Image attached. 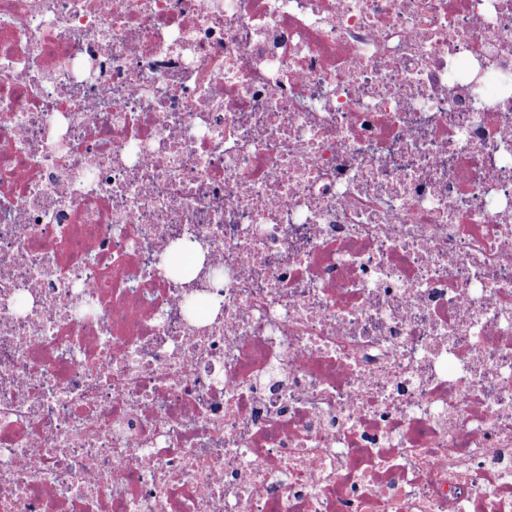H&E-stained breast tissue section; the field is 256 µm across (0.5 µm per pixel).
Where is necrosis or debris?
<instances>
[{
    "label": "necrosis or debris",
    "mask_w": 512,
    "mask_h": 512,
    "mask_svg": "<svg viewBox=\"0 0 512 512\" xmlns=\"http://www.w3.org/2000/svg\"><path fill=\"white\" fill-rule=\"evenodd\" d=\"M511 75L512 0H0V512H512ZM190 247L182 242L174 243L161 260L165 275L173 281H186L192 274V267L185 260Z\"/></svg>",
    "instance_id": "obj_1"
}]
</instances>
